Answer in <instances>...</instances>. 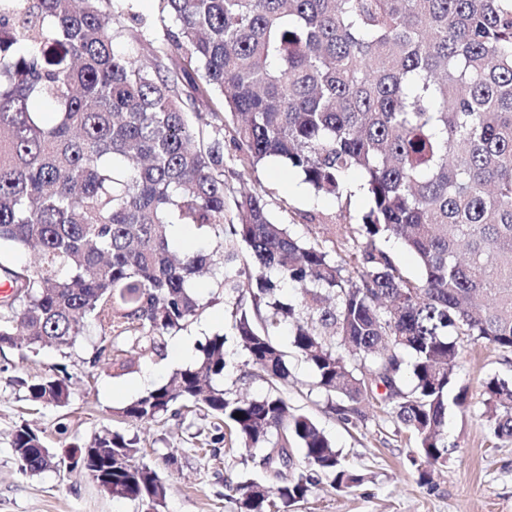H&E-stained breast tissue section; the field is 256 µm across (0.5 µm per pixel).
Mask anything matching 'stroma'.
<instances>
[{
	"label": "stroma",
	"instance_id": "stroma-1",
	"mask_svg": "<svg viewBox=\"0 0 512 512\" xmlns=\"http://www.w3.org/2000/svg\"><path fill=\"white\" fill-rule=\"evenodd\" d=\"M114 10L119 19L116 48L145 59L142 40L160 38L164 31L158 0H115ZM224 159L227 193H259L273 220L288 225L298 237L326 224L361 223L371 206L368 195L358 188L362 176L357 172L346 178L354 193L337 199L315 193L299 172L278 159L243 170L240 151L229 139L224 142ZM197 291L205 310L173 335L174 340H187V353L168 349L165 359L137 360L130 373L113 370L107 359L90 365L102 336L101 328L93 324L65 354L52 347L25 361L18 350L0 349V512H138L136 503L112 497L85 471L22 473L11 439L23 423L61 456L71 445L86 443L104 429L137 438L146 460L155 462L165 455L176 459L167 477L163 512H231L224 499V459L212 456L204 445L215 432L212 418L197 412L182 420L131 424L119 415L122 407L140 396L138 382L145 372H153L155 384L167 382L177 369L193 362L199 341L224 332L228 316L211 279L198 280ZM62 365L73 392L68 405L36 407L26 401L25 383L54 374ZM295 373L304 388L289 390V401L313 417L350 464L366 476L363 485L349 492L320 480L297 512H512V440H497L487 433L480 402L449 408L447 432L454 447L433 483L421 485L408 460L409 440L396 434L388 414L374 406L368 408L365 422H344L329 409L326 396L312 390V372L299 363ZM494 374L512 378V354L483 345L463 351L456 371L458 385L474 389L481 377Z\"/></svg>",
	"mask_w": 512,
	"mask_h": 512
}]
</instances>
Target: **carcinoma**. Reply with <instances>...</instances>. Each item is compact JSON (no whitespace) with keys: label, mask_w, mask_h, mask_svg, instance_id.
<instances>
[{"label":"carcinoma","mask_w":512,"mask_h":512,"mask_svg":"<svg viewBox=\"0 0 512 512\" xmlns=\"http://www.w3.org/2000/svg\"><path fill=\"white\" fill-rule=\"evenodd\" d=\"M105 0H0V348L72 347L87 322L103 358L130 371L203 311L213 278L230 334L121 409L132 423L216 420L213 452L255 475L224 480L234 512H294L317 479L364 475L288 402L291 360L350 422L384 405L413 439L418 481L448 458V403L467 345L512 354V0H159L171 20L154 68L115 51ZM220 96L194 126L182 86ZM251 167L278 158L312 189L341 197L356 170L371 208L332 237H294L258 193L228 203L224 118ZM211 239L178 251L175 225ZM413 251L415 280L384 243ZM37 252L35 264L15 255ZM289 284L300 295L283 296ZM242 372L230 380L238 351ZM412 387L403 388L405 375ZM257 377L269 392L243 398ZM62 407L69 377L26 384ZM488 433L512 440V380L481 384ZM240 412L242 417L234 414ZM11 447L37 475L70 461L105 467L112 496L160 512L166 479L137 440L105 430L60 457L27 425Z\"/></svg>","instance_id":"cac0c4a2"}]
</instances>
